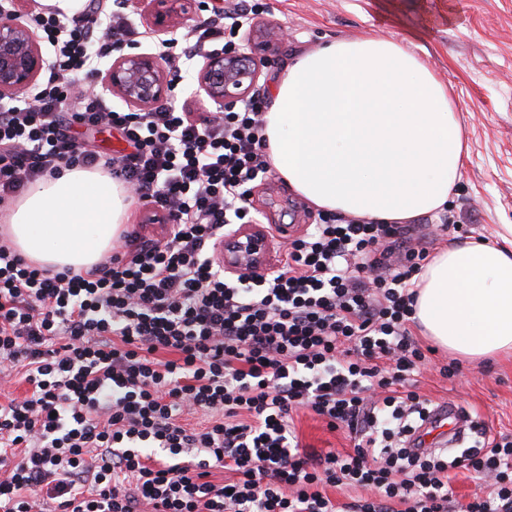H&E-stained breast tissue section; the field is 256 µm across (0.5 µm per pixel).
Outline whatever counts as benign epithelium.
<instances>
[{
	"mask_svg": "<svg viewBox=\"0 0 512 512\" xmlns=\"http://www.w3.org/2000/svg\"><path fill=\"white\" fill-rule=\"evenodd\" d=\"M192 0H137L140 15L150 33L161 44L185 25ZM15 10L0 14V99H14L29 91L50 66L35 32L16 14L24 0H14ZM282 29L251 22L244 29L245 50L228 53L203 52L196 72L194 96L211 100L222 112L247 98L262 75V61L274 45L287 39ZM171 88L170 73L163 55L121 54L99 72L95 90L111 94L129 106L147 111L166 98ZM267 244L253 230H244L224 240V265L229 268L251 264L262 257Z\"/></svg>",
	"mask_w": 512,
	"mask_h": 512,
	"instance_id": "benign-epithelium-1",
	"label": "benign epithelium"
}]
</instances>
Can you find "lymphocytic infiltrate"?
<instances>
[{"instance_id": "obj_1", "label": "lymphocytic infiltrate", "mask_w": 512, "mask_h": 512, "mask_svg": "<svg viewBox=\"0 0 512 512\" xmlns=\"http://www.w3.org/2000/svg\"><path fill=\"white\" fill-rule=\"evenodd\" d=\"M226 0L168 46L180 60L235 49L254 14ZM53 47L30 102L0 104V208L30 184L107 170L140 207L119 249L88 269L27 263L0 238V512H512V436L415 450L432 349L409 328L429 256L412 224L322 216L278 265L228 278L218 246L259 223L250 196L272 172L267 91L196 114L166 99L122 112L90 91L93 59L136 42L125 0L66 17L32 11ZM108 129L111 156L83 138ZM347 430L350 451L307 450L298 412ZM481 482L456 502L450 472ZM346 493L338 500L329 494Z\"/></svg>"}]
</instances>
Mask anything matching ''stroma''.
I'll use <instances>...</instances> for the list:
<instances>
[{
	"mask_svg": "<svg viewBox=\"0 0 512 512\" xmlns=\"http://www.w3.org/2000/svg\"><path fill=\"white\" fill-rule=\"evenodd\" d=\"M263 23L282 27L288 39L270 51L260 82L287 64L292 52L325 38L382 36L404 41L423 57L448 86L450 106L461 123L467 152L453 205L447 215L424 216V223L455 221L449 239L468 236L494 238L512 225V0H459L461 22L435 28L421 40L407 39L396 27L380 26L377 0H263ZM254 198L267 224H316L320 218L280 177L259 182ZM454 380L429 371L420 380V392L438 405L461 404L492 431L512 434V356L490 363L460 362ZM294 424L303 445L344 452L352 443L347 432L329 431L310 413Z\"/></svg>",
	"mask_w": 512,
	"mask_h": 512,
	"instance_id": "35a3bbf8",
	"label": "stroma"
}]
</instances>
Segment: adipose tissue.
Wrapping results in <instances>:
<instances>
[{"label": "adipose tissue", "instance_id": "adipose-tissue-1", "mask_svg": "<svg viewBox=\"0 0 512 512\" xmlns=\"http://www.w3.org/2000/svg\"><path fill=\"white\" fill-rule=\"evenodd\" d=\"M274 172L312 207L407 224L446 209L463 160L448 90L416 55L380 38L295 53L264 114ZM127 189L74 166L32 185L4 228L28 262L87 269L111 251ZM415 318L437 346L480 360L512 351V238L442 245L417 282Z\"/></svg>", "mask_w": 512, "mask_h": 512}]
</instances>
